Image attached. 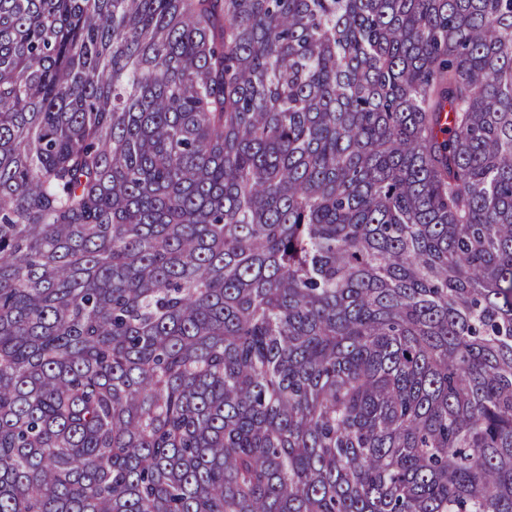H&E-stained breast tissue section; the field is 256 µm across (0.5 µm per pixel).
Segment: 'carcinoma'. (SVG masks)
<instances>
[{"label": "carcinoma", "mask_w": 512, "mask_h": 512, "mask_svg": "<svg viewBox=\"0 0 512 512\" xmlns=\"http://www.w3.org/2000/svg\"><path fill=\"white\" fill-rule=\"evenodd\" d=\"M0 512H512V0H0Z\"/></svg>", "instance_id": "obj_1"}]
</instances>
